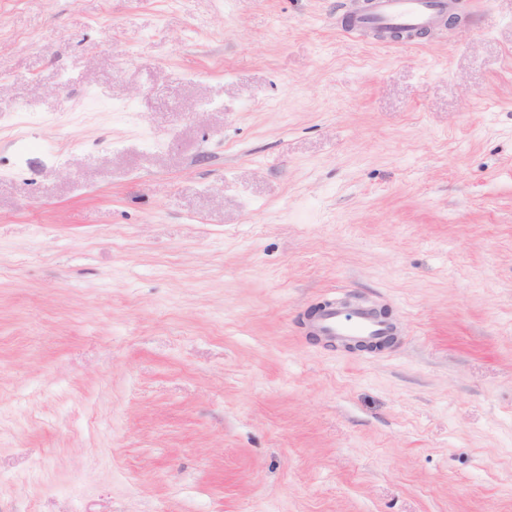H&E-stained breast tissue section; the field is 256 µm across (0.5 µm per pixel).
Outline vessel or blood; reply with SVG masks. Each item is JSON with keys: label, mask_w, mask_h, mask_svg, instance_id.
<instances>
[{"label": "vessel or blood", "mask_w": 512, "mask_h": 512, "mask_svg": "<svg viewBox=\"0 0 512 512\" xmlns=\"http://www.w3.org/2000/svg\"><path fill=\"white\" fill-rule=\"evenodd\" d=\"M449 0H370L368 10L349 22L355 29H402L410 33L433 30L447 15ZM311 332L341 344L378 341L393 335L390 322L366 307L345 308L329 301L316 317Z\"/></svg>", "instance_id": "obj_1"}]
</instances>
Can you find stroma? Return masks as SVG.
<instances>
[{
	"instance_id": "35a3bbf8",
	"label": "stroma",
	"mask_w": 512,
	"mask_h": 512,
	"mask_svg": "<svg viewBox=\"0 0 512 512\" xmlns=\"http://www.w3.org/2000/svg\"><path fill=\"white\" fill-rule=\"evenodd\" d=\"M350 8L0 0V512H512V0ZM450 0H371L368 10L349 22L355 29H403L409 33L433 30L448 14ZM311 334L333 339L341 344L370 343L394 335L393 325L366 307L345 308L344 304L329 300L311 326ZM395 337L370 345L346 346L350 350H382L394 342Z\"/></svg>"
}]
</instances>
